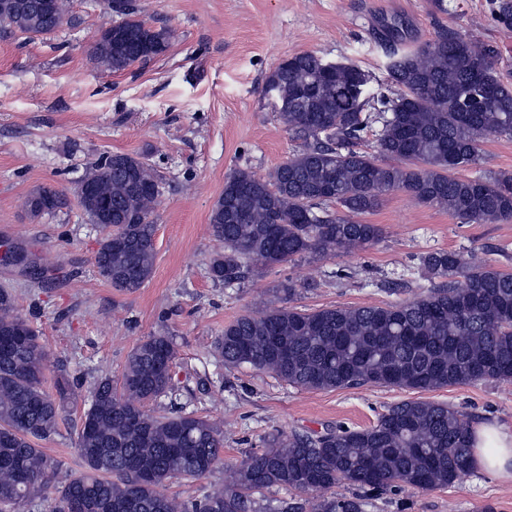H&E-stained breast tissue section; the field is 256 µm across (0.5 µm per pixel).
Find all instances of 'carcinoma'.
<instances>
[{"instance_id":"obj_1","label":"carcinoma","mask_w":512,"mask_h":512,"mask_svg":"<svg viewBox=\"0 0 512 512\" xmlns=\"http://www.w3.org/2000/svg\"><path fill=\"white\" fill-rule=\"evenodd\" d=\"M0 0V25L24 34H48L67 16L66 0H21L13 13ZM174 32L153 30L154 55ZM133 42H109L100 30L90 62L109 72L138 64ZM497 52L454 31L408 51L390 50L395 97L370 95V75L353 64L324 66L314 53L285 59L266 78V90L284 104L279 119L303 148L268 176L238 170L227 177L210 215L220 250L212 279L231 287L256 265L281 264L305 254L352 253L380 242L384 229L361 216L382 196L404 191L416 202L448 211L462 224L512 219V175L463 178L458 171L482 159L489 136L512 137V87L495 69ZM379 128L376 154L359 149ZM80 184L112 205L104 222L92 199L82 202L103 235L98 274L119 292L134 293L151 278L161 195L145 157L113 154L92 165ZM57 192L37 189L25 206L37 217ZM341 210L332 212L329 204ZM444 282L428 294L386 306L279 307L238 317L214 342L227 367L249 364L300 389L373 384L432 391L476 382L512 381V273L469 261L452 251L422 256ZM20 332L0 350V512L44 496L57 462L36 447L57 432L74 385L47 391L49 353L14 297L0 288V336ZM177 351L172 337L148 336L132 350L119 384L97 379L83 413L75 448L87 474L57 488L49 512H255L254 494L277 487L316 494L313 512H363L362 496L325 497L340 482L383 494L411 487H446L472 468L470 423L443 403L404 400L376 424L342 425L322 433L269 437L230 471L224 486L201 501L176 504L161 488L199 479L224 455V426L178 405ZM161 398L178 407L157 414Z\"/></svg>"}]
</instances>
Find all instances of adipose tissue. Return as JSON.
Segmentation results:
<instances>
[{
	"instance_id": "adipose-tissue-1",
	"label": "adipose tissue",
	"mask_w": 512,
	"mask_h": 512,
	"mask_svg": "<svg viewBox=\"0 0 512 512\" xmlns=\"http://www.w3.org/2000/svg\"><path fill=\"white\" fill-rule=\"evenodd\" d=\"M473 466L504 483H512V426L487 420L471 436Z\"/></svg>"
}]
</instances>
